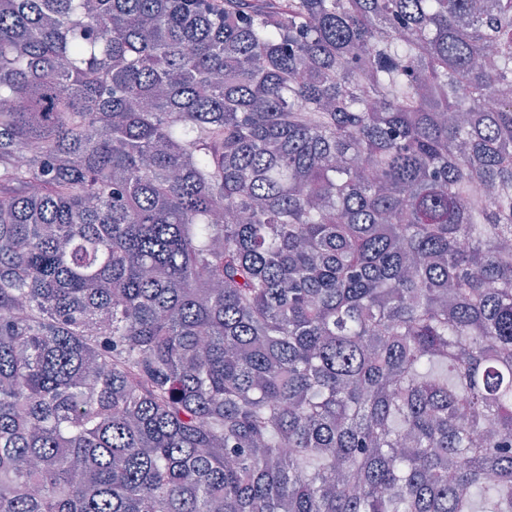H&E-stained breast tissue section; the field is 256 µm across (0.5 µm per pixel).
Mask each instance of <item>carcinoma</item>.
Wrapping results in <instances>:
<instances>
[{
    "label": "carcinoma",
    "instance_id": "carcinoma-1",
    "mask_svg": "<svg viewBox=\"0 0 512 512\" xmlns=\"http://www.w3.org/2000/svg\"><path fill=\"white\" fill-rule=\"evenodd\" d=\"M0 512H512V0H0Z\"/></svg>",
    "mask_w": 512,
    "mask_h": 512
}]
</instances>
